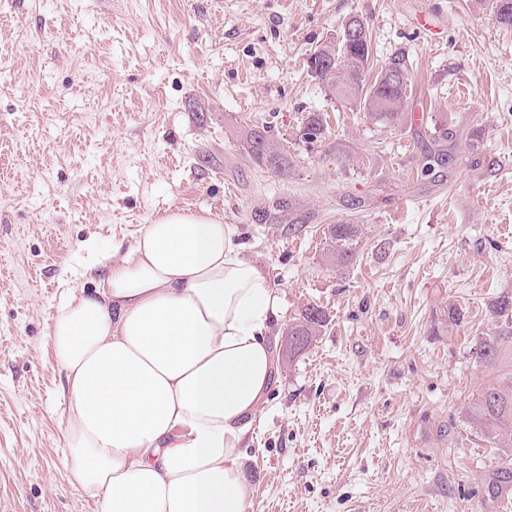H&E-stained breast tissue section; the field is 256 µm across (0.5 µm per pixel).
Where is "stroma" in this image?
I'll use <instances>...</instances> for the list:
<instances>
[{
	"mask_svg": "<svg viewBox=\"0 0 512 512\" xmlns=\"http://www.w3.org/2000/svg\"><path fill=\"white\" fill-rule=\"evenodd\" d=\"M352 16L374 65L413 63L394 122L308 71ZM1 51L0 512H95L64 465L52 318L97 255L176 208L236 226L283 299L276 349L304 305L330 318L278 359L249 512H512V448L466 414L492 379L471 350L512 295V28L492 0H0ZM246 123L287 175L251 164ZM339 220L362 229L344 269L322 259ZM237 133L254 166L271 170L281 176L287 175L288 154L274 143L267 126L240 125Z\"/></svg>",
	"mask_w": 512,
	"mask_h": 512,
	"instance_id": "stroma-1",
	"label": "stroma"
}]
</instances>
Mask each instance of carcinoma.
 <instances>
[{
	"label": "carcinoma",
	"instance_id": "1",
	"mask_svg": "<svg viewBox=\"0 0 512 512\" xmlns=\"http://www.w3.org/2000/svg\"><path fill=\"white\" fill-rule=\"evenodd\" d=\"M496 21L512 27V0H493ZM372 57L368 32L363 39L350 42L342 37L336 43V62L321 71L318 78L344 99L362 107L365 114L380 122H392L404 106L411 79L407 55L398 51L381 67L375 80L365 82ZM324 135V126L317 116L307 117L302 136L309 142ZM238 138L252 164L278 175H288V154L273 141L265 126L242 125ZM327 248L323 260L334 267H347L356 262L361 246V229L357 224L339 222L324 230ZM493 316L501 319L492 336L482 338L473 348L474 362L496 373L469 403L467 414L485 439L495 448L512 447V296H499L490 304ZM329 322L328 313L316 304H308L286 331L285 356L292 362L307 350Z\"/></svg>",
	"mask_w": 512,
	"mask_h": 512
}]
</instances>
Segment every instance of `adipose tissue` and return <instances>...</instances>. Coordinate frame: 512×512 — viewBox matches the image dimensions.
<instances>
[{
	"label": "adipose tissue",
	"instance_id": "adipose-tissue-1",
	"mask_svg": "<svg viewBox=\"0 0 512 512\" xmlns=\"http://www.w3.org/2000/svg\"><path fill=\"white\" fill-rule=\"evenodd\" d=\"M236 228L173 210L93 289L68 290L51 346L64 464L96 512H248L247 437L277 368L281 297Z\"/></svg>",
	"mask_w": 512,
	"mask_h": 512
}]
</instances>
